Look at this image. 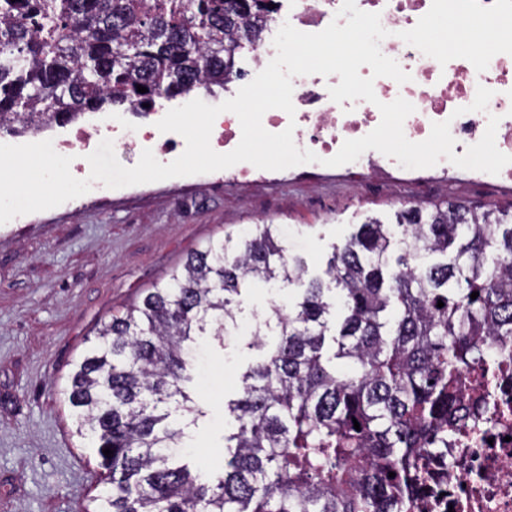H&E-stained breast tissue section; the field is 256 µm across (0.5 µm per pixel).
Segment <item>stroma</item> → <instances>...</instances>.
Wrapping results in <instances>:
<instances>
[{
  "mask_svg": "<svg viewBox=\"0 0 512 512\" xmlns=\"http://www.w3.org/2000/svg\"><path fill=\"white\" fill-rule=\"evenodd\" d=\"M457 196L503 206L512 183L469 188L458 176L400 175L372 186L333 167L228 183L216 171L83 196L0 225V512H82L103 490L104 471L73 435L61 389L100 323L208 239L283 224L317 271L354 225L392 223L406 207ZM245 341L197 340L194 373L209 413L187 441L189 462H224L223 400L260 356Z\"/></svg>",
  "mask_w": 512,
  "mask_h": 512,
  "instance_id": "1",
  "label": "stroma"
}]
</instances>
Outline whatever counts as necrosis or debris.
Instances as JSON below:
<instances>
[{
	"instance_id": "obj_1",
	"label": "necrosis or debris",
	"mask_w": 512,
	"mask_h": 512,
	"mask_svg": "<svg viewBox=\"0 0 512 512\" xmlns=\"http://www.w3.org/2000/svg\"><path fill=\"white\" fill-rule=\"evenodd\" d=\"M341 5L342 0H281L278 20L317 33L331 23ZM356 5L380 15L388 32L381 51L397 61L409 81L400 84L380 77L374 82L377 103L360 98L338 104L328 89L339 84V75L294 77L296 113L267 111L262 117L267 131L278 133L294 126L296 146L327 159L345 140L363 137L378 126V102L401 97L415 107L403 124L410 141L425 140L433 123L446 120L455 140L453 151L461 155L482 138L489 116L496 115L500 118L496 146L512 155V0H463L462 17L492 21L511 31L480 54L465 42L449 51L434 46L430 33L447 22L448 0H356ZM481 85L493 92L488 109L470 111ZM167 111L161 99L151 121L142 126L116 120L92 132L79 128L70 136L54 138L53 147L71 157L70 171L79 179L89 176L86 157L106 138L120 147L123 160L148 148L166 164L178 157L182 146L179 134L156 127ZM460 403L473 408L474 415L453 431L447 448L421 459V481L407 512H512V341L497 346L486 362L463 378Z\"/></svg>"
}]
</instances>
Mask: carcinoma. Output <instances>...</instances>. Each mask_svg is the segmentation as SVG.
Here are the masks:
<instances>
[{
  "mask_svg": "<svg viewBox=\"0 0 512 512\" xmlns=\"http://www.w3.org/2000/svg\"><path fill=\"white\" fill-rule=\"evenodd\" d=\"M274 2L0 0V134L222 89ZM256 283L300 294L258 321L247 346L264 354L225 404V466L205 470L182 454L207 415L190 346L224 345ZM494 340H512V205L369 219L321 276L282 224L212 238L73 363L63 394L107 484L84 512H405L418 458L458 424L460 378Z\"/></svg>",
  "mask_w": 512,
  "mask_h": 512,
  "instance_id": "1",
  "label": "carcinoma"
}]
</instances>
